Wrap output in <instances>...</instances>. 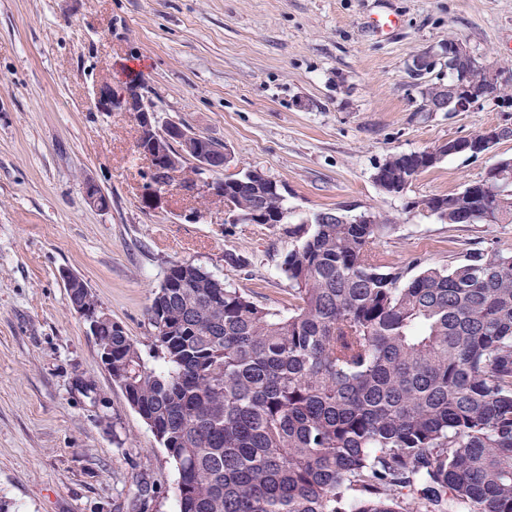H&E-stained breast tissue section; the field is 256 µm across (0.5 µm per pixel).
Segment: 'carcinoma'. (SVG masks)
<instances>
[{"instance_id": "obj_1", "label": "carcinoma", "mask_w": 512, "mask_h": 512, "mask_svg": "<svg viewBox=\"0 0 512 512\" xmlns=\"http://www.w3.org/2000/svg\"><path fill=\"white\" fill-rule=\"evenodd\" d=\"M440 152L392 153L382 179ZM212 184L236 215L286 217L267 177ZM510 188L507 168L475 214L455 193L428 204L445 224H511ZM369 218L315 215L282 265L286 313L189 261L167 268L147 308L157 367L98 323L112 381L173 464L177 512H512V256L409 277L378 260L390 219ZM68 297L99 310L87 285Z\"/></svg>"}]
</instances>
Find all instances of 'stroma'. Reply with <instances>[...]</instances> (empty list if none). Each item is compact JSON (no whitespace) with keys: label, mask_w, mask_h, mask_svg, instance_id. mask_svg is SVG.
Here are the masks:
<instances>
[{"label":"stroma","mask_w":512,"mask_h":512,"mask_svg":"<svg viewBox=\"0 0 512 512\" xmlns=\"http://www.w3.org/2000/svg\"><path fill=\"white\" fill-rule=\"evenodd\" d=\"M452 34L501 92L466 112L420 111L422 91L448 83ZM426 51L439 61L414 76ZM134 77L157 110L226 146L232 161L213 178L258 170L276 182L285 222L232 223L220 199L149 195L135 119L94 106L96 84ZM511 122L512 0H0V499L12 512H141L143 478L142 512L176 510L174 467L113 383L63 272L148 360L146 309L171 263L287 311L281 266L327 209L388 216L380 259L412 275L512 255V224H444L373 181L389 154ZM502 158L512 138L445 157L408 196L461 191ZM89 178L107 209L86 204Z\"/></svg>","instance_id":"35a3bbf8"}]
</instances>
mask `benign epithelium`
Listing matches in <instances>:
<instances>
[{"label":"benign epithelium","mask_w":512,"mask_h":512,"mask_svg":"<svg viewBox=\"0 0 512 512\" xmlns=\"http://www.w3.org/2000/svg\"><path fill=\"white\" fill-rule=\"evenodd\" d=\"M478 69L484 73V84L466 82L467 73ZM448 70L456 74L457 81L451 94L441 95L433 107L435 112H466L474 104L486 99L485 87L498 83L497 74L481 63L471 52L465 40L460 39L448 46ZM95 105L101 112H130L139 127L136 151L148 163L147 189L158 195L171 190L194 197L200 193L215 195V190L202 181L192 189L182 183L181 169L190 157L195 166L210 171L222 169L231 162V155L221 147L200 150L195 148L199 136L184 124L158 116L147 100L144 84L128 83L117 91L110 83H102L95 90ZM512 137V128L491 127L477 138L452 139L445 144L450 155H478L491 151L502 139ZM85 202L97 209L109 207V200L99 185L91 179L84 182Z\"/></svg>","instance_id":"benign-epithelium-1"}]
</instances>
